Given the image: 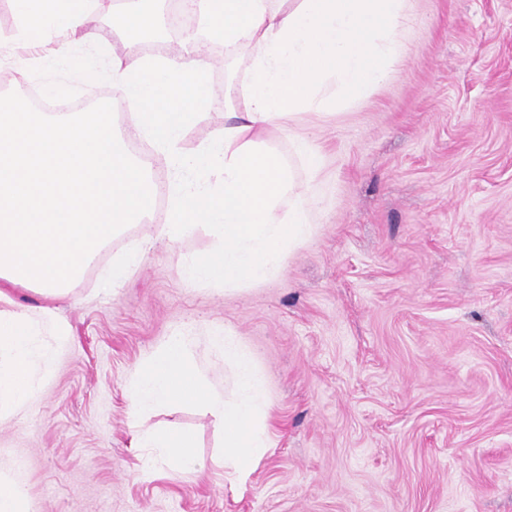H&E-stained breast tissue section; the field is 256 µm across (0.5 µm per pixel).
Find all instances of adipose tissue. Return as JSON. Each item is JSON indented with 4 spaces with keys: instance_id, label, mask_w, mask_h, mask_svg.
<instances>
[{
    "instance_id": "adipose-tissue-1",
    "label": "adipose tissue",
    "mask_w": 512,
    "mask_h": 512,
    "mask_svg": "<svg viewBox=\"0 0 512 512\" xmlns=\"http://www.w3.org/2000/svg\"><path fill=\"white\" fill-rule=\"evenodd\" d=\"M408 0H197L208 38L225 48L247 49L252 58L242 89L226 86L231 111L217 137L195 154L180 138L212 94L209 63L194 48L173 59L113 57L106 71L130 100L128 123L149 137L173 175L169 208L151 237L118 257L103 285L121 287L146 261L153 243L173 244L205 230L213 239L205 254L179 260L181 278L195 285L234 286L279 271L290 247L312 224L315 201L298 189L290 164L264 149L268 127L331 100L356 97L383 83L407 53L402 38ZM19 36L29 42L49 30L65 40L42 57L41 74L77 71L81 53L97 37L88 0H16ZM115 32L137 41L160 30L153 0L115 13ZM57 344L67 328L39 307L0 313V423L34 401L35 367L50 369L44 334ZM0 512H32L24 469L0 457Z\"/></svg>"
}]
</instances>
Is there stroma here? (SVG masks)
<instances>
[{
    "instance_id": "stroma-1",
    "label": "stroma",
    "mask_w": 512,
    "mask_h": 512,
    "mask_svg": "<svg viewBox=\"0 0 512 512\" xmlns=\"http://www.w3.org/2000/svg\"><path fill=\"white\" fill-rule=\"evenodd\" d=\"M390 80L297 117L321 164L308 239L265 281L185 283L198 231L156 245L116 292L114 257L151 235L128 225L54 300L7 286L0 310L47 307L67 327L29 410L0 426L37 512H512V0H410ZM205 43L213 94L182 134L194 154L224 125V47L198 26L106 53L176 57ZM228 330L267 390L271 446L245 483L220 463L222 424L172 406L205 468L143 469L128 385L174 330Z\"/></svg>"
}]
</instances>
